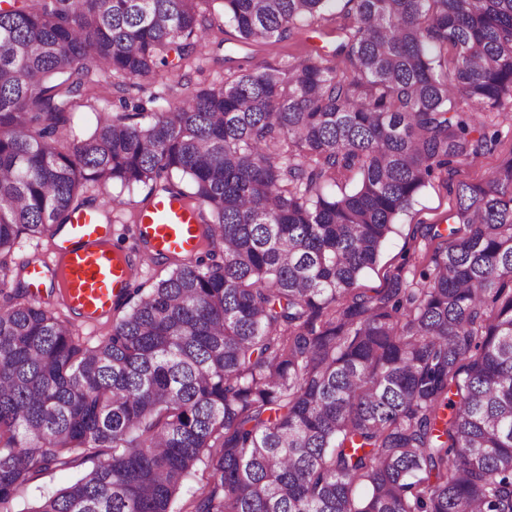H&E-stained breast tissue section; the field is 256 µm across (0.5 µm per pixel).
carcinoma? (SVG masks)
Listing matches in <instances>:
<instances>
[{"label": "carcinoma", "instance_id": "1", "mask_svg": "<svg viewBox=\"0 0 512 512\" xmlns=\"http://www.w3.org/2000/svg\"><path fill=\"white\" fill-rule=\"evenodd\" d=\"M204 3H216L208 18ZM342 5L336 47L242 71L145 120L71 136L100 71L179 76L228 22L248 44ZM512 0H15L0 8V512H512V150L461 181L441 233L368 292L397 217L502 145ZM144 185L198 211L80 338L51 282L83 188ZM352 188H347V185ZM23 260H16L21 248ZM13 281L14 288L4 284ZM204 465L210 481L181 502ZM70 478V474L59 471H49L37 481L28 484L21 489L19 497L13 506V510H22L27 504L32 503L40 495H50L61 488Z\"/></svg>", "mask_w": 512, "mask_h": 512}]
</instances>
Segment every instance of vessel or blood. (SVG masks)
<instances>
[{
	"label": "vessel or blood",
	"mask_w": 512,
	"mask_h": 512,
	"mask_svg": "<svg viewBox=\"0 0 512 512\" xmlns=\"http://www.w3.org/2000/svg\"><path fill=\"white\" fill-rule=\"evenodd\" d=\"M141 235L158 250L182 252L194 259L200 248L199 221L193 209L180 201L154 200L138 220ZM54 260L60 268V288L66 302L95 317L111 311L117 296L131 280V256L113 250L95 213H77L57 245Z\"/></svg>",
	"instance_id": "obj_1"
}]
</instances>
